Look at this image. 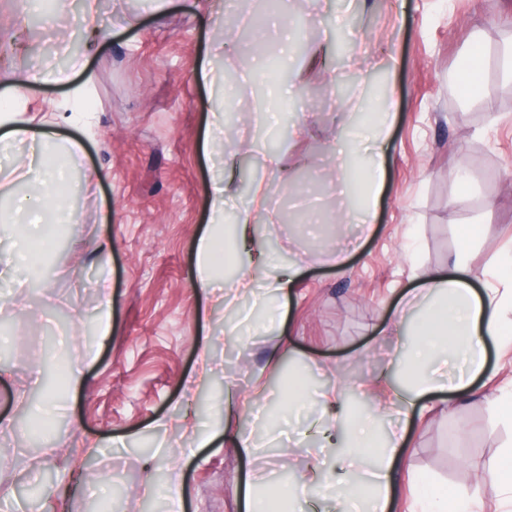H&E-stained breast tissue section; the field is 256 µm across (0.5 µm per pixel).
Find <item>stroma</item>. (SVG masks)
I'll list each match as a JSON object with an SVG mask.
<instances>
[{
  "mask_svg": "<svg viewBox=\"0 0 512 512\" xmlns=\"http://www.w3.org/2000/svg\"><path fill=\"white\" fill-rule=\"evenodd\" d=\"M99 3L105 32L85 71L94 76L86 103L94 121L69 116L57 127L84 145L64 187L79 222L41 226L45 242L31 261L49 287L35 278L25 288L0 285V364L9 370L0 414L26 424L0 435V483L16 497L0 512H173L175 470L184 512H241L248 475L260 499L278 497L286 512L297 476L329 467L338 450L314 434L287 442L285 432L323 418L315 397L323 387L342 384L344 410L357 414L372 401L361 385L400 369L398 344L379 331L415 287V270L447 265L464 245L480 277L512 251V74L501 60L512 46V0H288L286 21L310 18L308 39L328 48L316 69L277 36L274 9L240 17L264 48L249 57L224 39L222 15L198 18L195 0ZM80 5L68 0L36 26L23 19L20 0L0 9V53L8 55L0 81L66 68L82 52ZM476 48L482 68L465 94L453 77ZM206 60L210 83L200 76ZM285 86L302 89L305 107H272V92ZM387 101L385 181L364 225L357 188L337 191L336 160L365 158L363 131ZM212 123L226 132L223 155L210 159L203 138ZM271 137L281 140L275 153L291 180L264 165ZM227 156L251 162L250 174L237 176L239 202L252 182L268 185L271 213L259 218L267 247L280 264L302 268L283 319L263 293L214 303L193 286L211 186ZM88 168L103 173L93 193L83 188ZM468 227L475 234L466 241ZM105 240L111 247L99 252ZM339 250L348 253L342 267L333 261ZM103 276L112 283L106 336ZM205 347L214 374L189 389ZM61 360L83 369L80 388L52 379ZM259 381L270 391L263 422L246 408L229 420L254 429L247 457L222 435L224 397ZM297 381L305 395L292 402ZM49 398L46 416L40 407ZM434 399L406 425L408 466L392 512H417L419 496L446 486L480 491L481 512H493L483 468L512 443V419L482 397ZM186 405L215 431L209 447L181 437ZM88 438L101 446L89 458L78 449ZM88 463L90 480L80 476ZM146 482L155 494L143 493Z\"/></svg>",
  "mask_w": 512,
  "mask_h": 512,
  "instance_id": "obj_1",
  "label": "stroma"
}]
</instances>
